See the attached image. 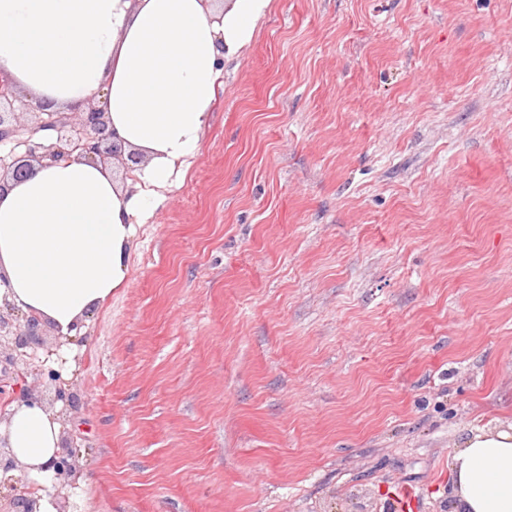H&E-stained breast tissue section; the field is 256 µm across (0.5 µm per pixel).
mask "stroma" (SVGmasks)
<instances>
[{"instance_id": "obj_1", "label": "stroma", "mask_w": 512, "mask_h": 512, "mask_svg": "<svg viewBox=\"0 0 512 512\" xmlns=\"http://www.w3.org/2000/svg\"><path fill=\"white\" fill-rule=\"evenodd\" d=\"M41 331L0 419H60L57 512H448L512 422V0H272L122 287Z\"/></svg>"}]
</instances>
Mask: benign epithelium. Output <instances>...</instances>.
I'll return each instance as SVG.
<instances>
[{
  "mask_svg": "<svg viewBox=\"0 0 512 512\" xmlns=\"http://www.w3.org/2000/svg\"><path fill=\"white\" fill-rule=\"evenodd\" d=\"M106 125L107 112L102 108L82 112L77 120L68 113L60 115L48 112L46 118L34 128L18 125L10 121L6 113L0 111V140L11 141L14 147L23 148L21 154L12 150L0 156V191L9 181H23L30 168L36 164L47 165L70 158H86L103 166L115 161L127 168L132 164H138L140 156L137 153L125 152L122 144L103 135ZM44 129L57 132L54 143L45 145L35 139V134ZM38 330L39 320L34 315L26 320L25 331L18 333L13 330V319L0 312V345H11L14 361L20 363L26 371L32 368V356L28 349L33 344V337L38 335ZM72 457L71 445H61L57 456L48 464V467L54 469L55 479L62 480L74 476ZM3 499L13 506L22 505L24 512H38V496L33 490L19 497L6 494Z\"/></svg>",
  "mask_w": 512,
  "mask_h": 512,
  "instance_id": "benign-epithelium-1",
  "label": "benign epithelium"
}]
</instances>
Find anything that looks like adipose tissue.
<instances>
[{"label": "adipose tissue", "mask_w": 512, "mask_h": 512, "mask_svg": "<svg viewBox=\"0 0 512 512\" xmlns=\"http://www.w3.org/2000/svg\"><path fill=\"white\" fill-rule=\"evenodd\" d=\"M271 0H0V74L50 110L99 99L107 130L143 163L134 187L85 160L34 166L0 192V297L74 335L126 278L146 223L195 156L221 70L253 39ZM61 422L36 400L14 404L0 436L43 485ZM464 512H512V424L480 428L455 459Z\"/></svg>", "instance_id": "ef3b65f1"}]
</instances>
